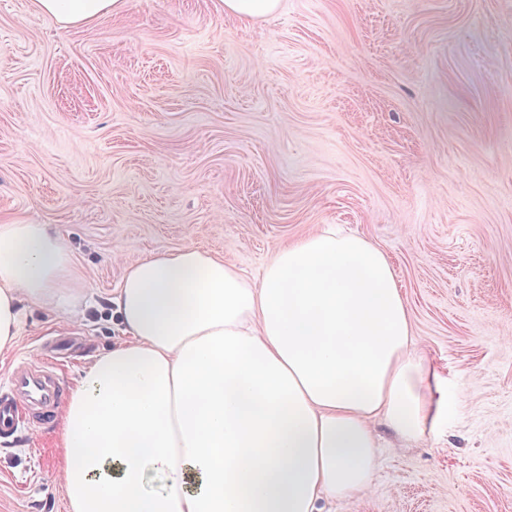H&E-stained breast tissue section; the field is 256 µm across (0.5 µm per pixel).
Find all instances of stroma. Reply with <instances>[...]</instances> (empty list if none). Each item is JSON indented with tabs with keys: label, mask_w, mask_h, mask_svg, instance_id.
I'll return each mask as SVG.
<instances>
[{
	"label": "stroma",
	"mask_w": 512,
	"mask_h": 512,
	"mask_svg": "<svg viewBox=\"0 0 512 512\" xmlns=\"http://www.w3.org/2000/svg\"><path fill=\"white\" fill-rule=\"evenodd\" d=\"M0 222L55 228L87 298L28 308L0 376L57 334L121 342L102 301L154 253L257 279L323 225L370 239L457 409L324 512H512V0H124L69 28L0 0ZM63 458L56 425L0 441V512H70ZM280 0H224V12L243 20L257 21L273 14Z\"/></svg>",
	"instance_id": "35a3bbf8"
}]
</instances>
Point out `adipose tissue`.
I'll list each match as a JSON object with an SVG mask.
<instances>
[{"instance_id": "obj_1", "label": "adipose tissue", "mask_w": 512, "mask_h": 512, "mask_svg": "<svg viewBox=\"0 0 512 512\" xmlns=\"http://www.w3.org/2000/svg\"><path fill=\"white\" fill-rule=\"evenodd\" d=\"M123 3L37 0L64 28ZM76 282L50 225L0 223V351L26 307L78 309ZM108 301L125 339L61 413L71 512H323L371 487L378 426L416 442L456 405L415 346L386 252L333 226L280 249L257 281L194 246L162 252Z\"/></svg>"}]
</instances>
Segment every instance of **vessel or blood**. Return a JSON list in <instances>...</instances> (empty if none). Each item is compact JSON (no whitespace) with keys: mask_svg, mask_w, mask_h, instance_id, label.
<instances>
[{"mask_svg":"<svg viewBox=\"0 0 512 512\" xmlns=\"http://www.w3.org/2000/svg\"><path fill=\"white\" fill-rule=\"evenodd\" d=\"M67 344L56 339L39 357L18 360L0 382V439L53 423L66 397L62 371Z\"/></svg>","mask_w":512,"mask_h":512,"instance_id":"obj_1","label":"vessel or blood"}]
</instances>
